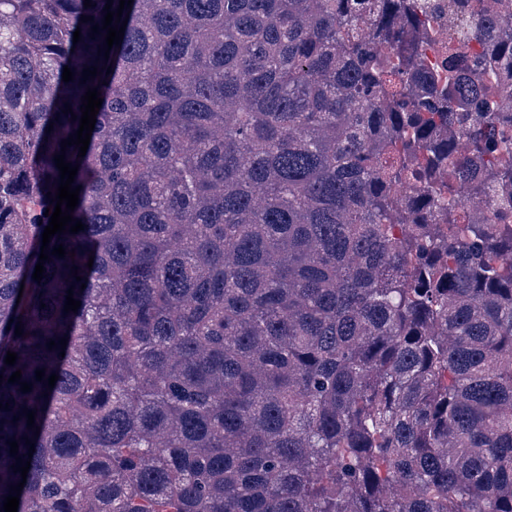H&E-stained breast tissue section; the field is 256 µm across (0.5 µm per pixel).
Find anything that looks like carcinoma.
I'll list each match as a JSON object with an SVG mask.
<instances>
[{
  "instance_id": "carcinoma-1",
  "label": "carcinoma",
  "mask_w": 512,
  "mask_h": 512,
  "mask_svg": "<svg viewBox=\"0 0 512 512\" xmlns=\"http://www.w3.org/2000/svg\"><path fill=\"white\" fill-rule=\"evenodd\" d=\"M84 2L0 0V512H512V15L132 0L106 59Z\"/></svg>"
}]
</instances>
